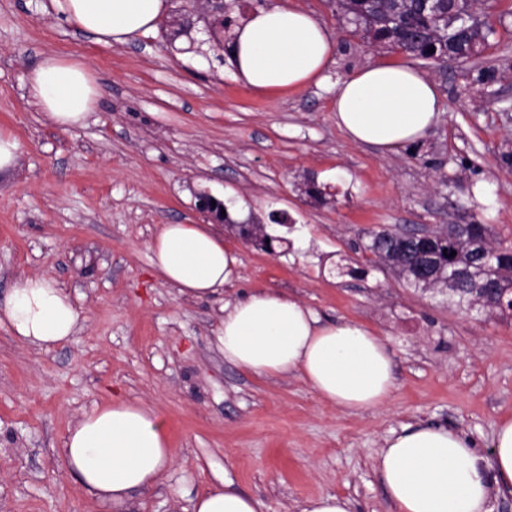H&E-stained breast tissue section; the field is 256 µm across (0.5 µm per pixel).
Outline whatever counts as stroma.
Instances as JSON below:
<instances>
[{
	"mask_svg": "<svg viewBox=\"0 0 512 512\" xmlns=\"http://www.w3.org/2000/svg\"><path fill=\"white\" fill-rule=\"evenodd\" d=\"M43 2L0 0V129L22 144L14 175L0 179V302L21 277L50 276L83 320L48 351L0 326V512H98L59 447L115 396L154 406L174 450L140 512H190L222 480L266 512L324 493L355 512H391L372 461L416 421L461 431L491 457L496 424L512 417V314L449 307L376 266L363 245L380 227L485 224L512 246V165L501 158L512 150V0H491L495 34L482 55L441 64L365 44L330 0H224L240 26L276 5L311 12L330 33L325 81L278 94L236 78L229 34L210 28L196 0H169L154 33L112 46ZM47 52L84 57L98 79L83 127H54L27 96ZM376 62L423 72L443 103L420 143L386 156L349 143L332 112L337 81ZM201 192L237 212L236 225L215 227L241 259L225 297L276 290L324 321L373 328L395 361L387 405L350 415L295 377L225 361L217 305L180 298L150 263L160 225L204 223ZM250 219L279 237L274 252L243 241L237 226ZM341 265L366 274H338Z\"/></svg>",
	"mask_w": 512,
	"mask_h": 512,
	"instance_id": "obj_1",
	"label": "stroma"
}]
</instances>
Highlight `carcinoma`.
<instances>
[{"label": "carcinoma", "instance_id": "obj_1", "mask_svg": "<svg viewBox=\"0 0 512 512\" xmlns=\"http://www.w3.org/2000/svg\"><path fill=\"white\" fill-rule=\"evenodd\" d=\"M336 11L356 27L370 44L398 48L415 58L431 56L446 61L450 56H469L484 47L494 33L487 19L475 24L448 25V10L454 7L450 0H334ZM435 51H430V48ZM498 250L491 263L479 262L465 242L457 244L455 263L469 270L470 282L458 288H448L443 264L431 270L428 281H419L413 268L419 260V250L399 238L387 228L370 232L363 249L376 257L377 262L392 270L408 286L447 297L448 305L477 314L497 310L512 312V247L494 242ZM494 284L491 303L472 292V282Z\"/></svg>", "mask_w": 512, "mask_h": 512}]
</instances>
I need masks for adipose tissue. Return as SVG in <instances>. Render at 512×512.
Returning a JSON list of instances; mask_svg holds the SVG:
<instances>
[{
	"label": "adipose tissue",
	"instance_id": "obj_1",
	"mask_svg": "<svg viewBox=\"0 0 512 512\" xmlns=\"http://www.w3.org/2000/svg\"><path fill=\"white\" fill-rule=\"evenodd\" d=\"M52 10L96 43L123 45L154 32L167 0H50ZM333 45L312 14L273 7L238 29L230 59L237 77L261 93L322 84ZM28 96L56 127L83 126L98 85L77 56L48 53L29 72ZM336 125L355 145L389 154L422 140L441 114L436 84L419 71L377 63L340 81L332 101ZM149 250L156 273L188 299H221L215 345L226 361L258 376H294L321 400L356 414L388 403L395 366L374 329L324 323L290 295L260 289L235 300L224 287L241 264L237 250L206 224H165ZM82 320L70 292L44 276L17 281L0 304V326L51 350L76 335ZM485 459L464 434L425 422L386 438L374 468L393 512H493L492 496L512 493V418L501 419ZM66 472L105 512H137L143 493L166 476L174 451L156 410L117 397L86 412L62 441ZM192 512H264L263 502L211 486Z\"/></svg>",
	"mask_w": 512,
	"mask_h": 512
}]
</instances>
